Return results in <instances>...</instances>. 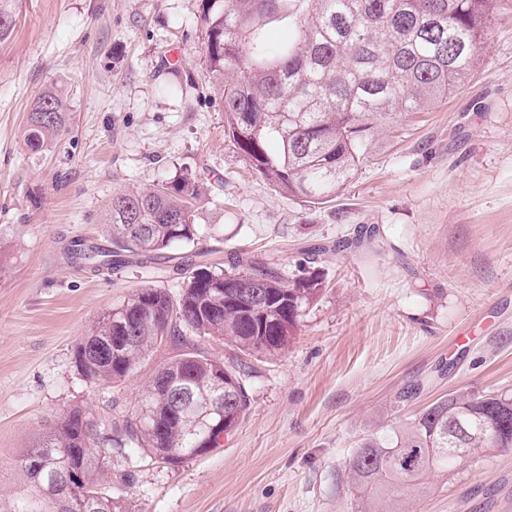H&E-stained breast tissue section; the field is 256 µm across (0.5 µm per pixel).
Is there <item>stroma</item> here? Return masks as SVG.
<instances>
[{
    "label": "stroma",
    "instance_id": "stroma-1",
    "mask_svg": "<svg viewBox=\"0 0 512 512\" xmlns=\"http://www.w3.org/2000/svg\"><path fill=\"white\" fill-rule=\"evenodd\" d=\"M203 3L15 0L0 41V512L30 495L20 458L70 409L105 428L134 411L168 349L93 385L75 347L136 289L178 294L174 267L194 251L224 266L248 254L289 279L310 247L345 245L319 264L324 288L281 354L201 340L245 365L248 410L219 448L182 466L135 448L113 455L112 469L133 475L114 489L126 512H365L345 477L363 438L452 392L512 394V11L492 22L454 96L398 115L336 198L312 204L264 181L225 136ZM49 90L68 104L67 130L35 156L29 113ZM186 172L200 185L193 244L112 273L73 254L106 242L115 194ZM368 226L375 236L358 240ZM395 506L512 512V448L474 451L400 489Z\"/></svg>",
    "mask_w": 512,
    "mask_h": 512
}]
</instances>
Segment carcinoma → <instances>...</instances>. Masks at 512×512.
<instances>
[{"instance_id": "obj_1", "label": "carcinoma", "mask_w": 512, "mask_h": 512, "mask_svg": "<svg viewBox=\"0 0 512 512\" xmlns=\"http://www.w3.org/2000/svg\"><path fill=\"white\" fill-rule=\"evenodd\" d=\"M13 0H0V41L13 29ZM292 0H205L208 78L218 86L224 133L268 183L319 204L348 182L368 144L393 116L420 112L454 95L477 69L478 47L504 0H305L298 38L273 46L267 20L291 17ZM66 106L51 92L34 102L25 141L37 154L65 129ZM196 181L188 176L119 193L108 208L109 245L88 258L114 269L132 257L152 259L170 245L195 241ZM176 270L178 296L143 288L101 315L76 347L81 374L96 384L129 376L148 352L166 344L178 353L154 371L138 404L153 415L112 420L107 433L89 430L92 414L75 408L20 459L31 480L70 467L80 470L95 509L123 512L105 459L137 448L174 467L221 445L249 405L241 367L226 366L195 343L222 336L244 353L274 355L295 335L323 285L314 271L285 280L268 264L235 258L232 271L215 264ZM224 375V418L204 429L200 416ZM512 448V396L448 394L388 435L360 443L347 478L370 493L372 512H389L395 490L416 487L426 473L449 469L455 449ZM41 464L31 470L30 460ZM17 512H60L52 494H34Z\"/></svg>"}]
</instances>
